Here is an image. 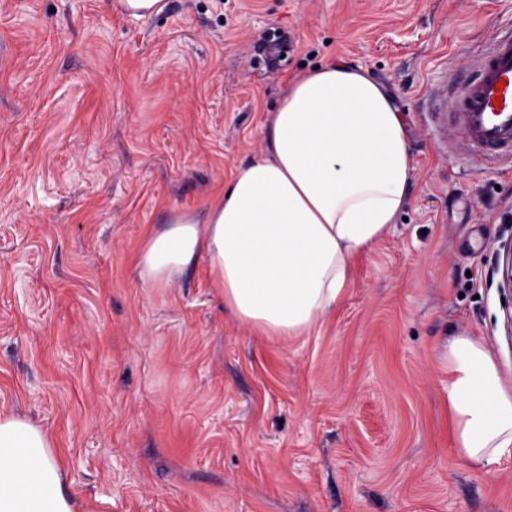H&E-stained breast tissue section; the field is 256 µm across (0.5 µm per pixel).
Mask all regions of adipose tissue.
<instances>
[{
	"label": "adipose tissue",
	"instance_id": "1",
	"mask_svg": "<svg viewBox=\"0 0 512 512\" xmlns=\"http://www.w3.org/2000/svg\"><path fill=\"white\" fill-rule=\"evenodd\" d=\"M261 134V155L225 185L205 221L182 214L146 234L139 275L163 288L206 261L239 324L301 336L336 309L356 255L393 224L414 159L389 94L341 60L294 74ZM446 359L461 459L482 469L512 458V389L490 351L454 336ZM0 512H88L67 490L52 437L2 413Z\"/></svg>",
	"mask_w": 512,
	"mask_h": 512
}]
</instances>
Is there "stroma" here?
<instances>
[{"label": "stroma", "instance_id": "obj_1", "mask_svg": "<svg viewBox=\"0 0 512 512\" xmlns=\"http://www.w3.org/2000/svg\"><path fill=\"white\" fill-rule=\"evenodd\" d=\"M512 31V0H0V411L46 429L91 512H512V459L459 457L444 354L512 384L496 271L512 162L435 118ZM392 93L402 218L303 336L224 314L205 264L141 281L148 230L204 217L302 67Z\"/></svg>", "mask_w": 512, "mask_h": 512}]
</instances>
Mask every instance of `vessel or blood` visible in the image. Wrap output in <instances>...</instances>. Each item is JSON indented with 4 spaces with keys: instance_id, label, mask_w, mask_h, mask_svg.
Here are the masks:
<instances>
[{
    "instance_id": "b4317fda",
    "label": "vessel or blood",
    "mask_w": 512,
    "mask_h": 512,
    "mask_svg": "<svg viewBox=\"0 0 512 512\" xmlns=\"http://www.w3.org/2000/svg\"><path fill=\"white\" fill-rule=\"evenodd\" d=\"M445 114L481 159H512V37L495 42L477 75L453 92Z\"/></svg>"
}]
</instances>
